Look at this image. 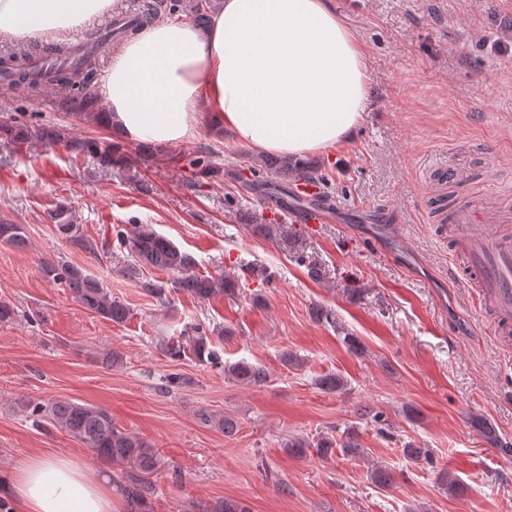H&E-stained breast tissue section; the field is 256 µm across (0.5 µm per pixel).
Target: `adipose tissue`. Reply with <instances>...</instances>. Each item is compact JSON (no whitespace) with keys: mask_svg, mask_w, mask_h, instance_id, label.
<instances>
[{"mask_svg":"<svg viewBox=\"0 0 512 512\" xmlns=\"http://www.w3.org/2000/svg\"><path fill=\"white\" fill-rule=\"evenodd\" d=\"M114 0H0V40L57 43ZM103 125L180 143L200 123L248 147L302 158L348 141L370 104L365 51L330 0H222L206 29L157 20L112 54ZM14 512H113L112 488L67 457L20 461L0 483Z\"/></svg>","mask_w":512,"mask_h":512,"instance_id":"obj_1","label":"adipose tissue"}]
</instances>
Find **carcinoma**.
<instances>
[{"label": "carcinoma", "mask_w": 512, "mask_h": 512, "mask_svg": "<svg viewBox=\"0 0 512 512\" xmlns=\"http://www.w3.org/2000/svg\"><path fill=\"white\" fill-rule=\"evenodd\" d=\"M215 6V0H187L184 4L186 12L199 25L207 22L209 13ZM111 45L112 41L106 38L99 43L95 51H74L65 44L55 47L56 51L68 57L77 54L76 62L70 66L63 64L43 73L40 79L29 84V87L43 92L53 91L60 86L65 87L69 89L65 99L68 110L98 116L102 109L99 108L92 83L96 77L99 60ZM34 139L62 145L74 155H90L106 171L114 168L131 170L127 151L112 140L78 139L70 135L65 126L35 127L21 121L0 124V140L22 147ZM262 167L277 177L289 176L294 180L317 179V169L302 162L267 159L262 162ZM51 219L60 236L89 252H96V244L85 237L82 225L78 224L75 214L68 205H58ZM115 237L119 247L127 250L131 257V264L126 268V274L131 277L140 275L142 269L149 267L166 272L174 276V290L202 301L218 296H233L237 293L238 276L229 273L224 276L196 273L194 257L158 234L149 224H136L131 231L117 229ZM0 243L25 248L27 237L22 225L1 220ZM40 272L44 278L68 288L72 297L84 309L97 316L116 324H122L128 319V307L113 298L108 289L83 268L62 260H43L40 263ZM161 347L173 360H179L189 352L202 365L223 367L226 373L241 383L260 384L267 379L264 369L245 361L224 366L220 352L213 345L209 329L200 323L192 327L191 335L185 339L164 341ZM32 414L44 416L72 437L82 441L103 462H132L135 471L126 473L124 480L119 484V490L127 504V512H153L154 489L141 477V474L153 470L157 465L156 450L148 442L116 425L106 411L84 403L71 400H58L48 405L38 403L32 408ZM198 417L203 424L226 434L234 431V424L231 421L207 410L200 411ZM471 425L488 443L501 449L505 455L512 456V442L502 441L489 420L474 417ZM311 447L316 448L317 455L325 457L332 452L333 441L322 438L313 444L303 437H296L288 441L285 450L294 456H302ZM207 512L250 510L240 501L225 498L215 501L207 508Z\"/></svg>", "instance_id": "1"}]
</instances>
